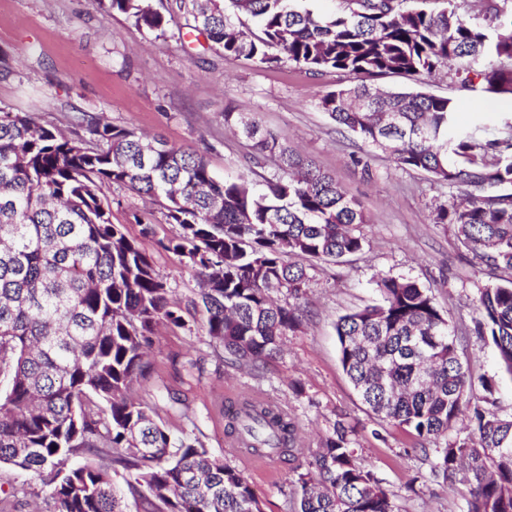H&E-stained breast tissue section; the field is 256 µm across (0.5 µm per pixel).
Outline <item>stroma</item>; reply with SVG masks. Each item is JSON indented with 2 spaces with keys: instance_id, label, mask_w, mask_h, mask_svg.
I'll use <instances>...</instances> for the list:
<instances>
[{
  "instance_id": "stroma-1",
  "label": "stroma",
  "mask_w": 512,
  "mask_h": 512,
  "mask_svg": "<svg viewBox=\"0 0 512 512\" xmlns=\"http://www.w3.org/2000/svg\"><path fill=\"white\" fill-rule=\"evenodd\" d=\"M154 3L166 15L161 36L107 12L102 0H0V58L11 69L0 78V112L30 114L68 135L76 130V117L102 116L205 154L218 178L243 175L259 183L279 176L275 161L254 165L249 142L224 126L225 111L252 112L360 200L368 222L360 227L362 254L342 263L307 261L301 322L286 333L279 355L258 377L222 357L206 336L194 305L200 280L185 258L149 246L185 325L158 328L143 397L172 434L199 438L234 467L239 461L224 434L226 398L250 394L282 406L298 425L300 447L309 450L343 419L355 430L359 464L381 480L401 512H462L468 485L433 477L434 454L422 452L409 431L380 421L362 404L342 369L335 331L340 316L379 303L376 276L416 282L447 317L473 376L496 379L497 407L512 415V378L502 375L491 341L475 331L480 288L506 274L462 247L454 225L432 221L434 207L455 196L456 188L425 172L397 168L389 154L364 144L317 108L320 97L348 84L344 73L314 74L287 61L269 66L224 56L186 26L169 0ZM454 79L441 73L418 83L389 77L380 84L453 98L462 127L478 121L496 127L512 114L511 97L466 95ZM108 199L113 223L128 237L140 238L146 224L161 237L177 231L148 199L120 189ZM244 474L263 512H295L298 487L288 463L274 459Z\"/></svg>"
}]
</instances>
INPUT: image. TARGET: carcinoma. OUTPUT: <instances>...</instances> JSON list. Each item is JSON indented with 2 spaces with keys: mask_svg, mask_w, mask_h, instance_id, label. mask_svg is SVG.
I'll return each mask as SVG.
<instances>
[{
  "mask_svg": "<svg viewBox=\"0 0 512 512\" xmlns=\"http://www.w3.org/2000/svg\"><path fill=\"white\" fill-rule=\"evenodd\" d=\"M322 12L310 0H173L186 25L224 55L283 59L350 83L318 108L403 168L459 189L433 211L492 268L512 270V123L457 130L456 102L423 91L382 90L374 80L414 81L452 61L458 89L512 95V15L483 0L487 30L455 9L405 8L400 0H343ZM108 9L164 34L153 0H108ZM253 19L259 33L242 29ZM224 124L282 175L262 187L219 179L205 156L101 120L70 138L26 113H0V465L30 472L54 512H125L112 482L120 466L143 512H262L243 472L197 438L176 437L134 396L158 325L185 326L143 242L112 223L106 191L147 197L179 232L142 236L187 258L200 278L205 334L223 353L263 372L282 336L301 321L310 277L294 261L359 254L361 203L315 162L285 146L250 112ZM380 302L336 323L340 362L380 420L435 442L460 424L468 438L435 449L431 472L470 486L466 512H512V416L499 413L491 378L474 379L428 290L375 280ZM273 290L290 301L275 302ZM477 331L512 378V278L478 296ZM224 432L246 451L299 470L297 512H398L337 420L310 453L278 405L249 395L224 404ZM79 458L75 466L71 459Z\"/></svg>",
  "mask_w": 512,
  "mask_h": 512,
  "instance_id": "cac0c4a2",
  "label": "carcinoma"
}]
</instances>
